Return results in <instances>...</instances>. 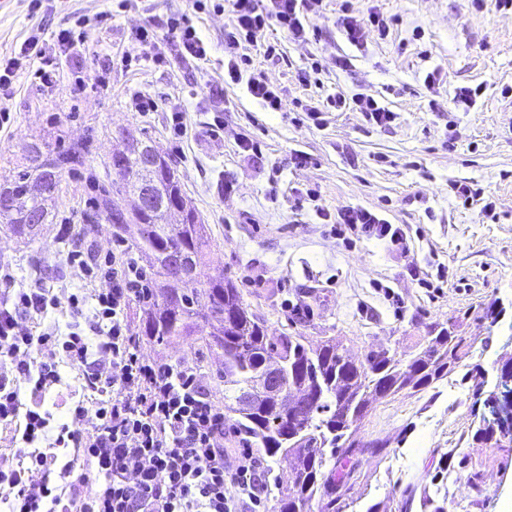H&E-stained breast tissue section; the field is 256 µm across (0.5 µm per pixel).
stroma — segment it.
I'll return each instance as SVG.
<instances>
[{
	"label": "stroma",
	"mask_w": 512,
	"mask_h": 512,
	"mask_svg": "<svg viewBox=\"0 0 512 512\" xmlns=\"http://www.w3.org/2000/svg\"><path fill=\"white\" fill-rule=\"evenodd\" d=\"M339 0H324L309 20L307 42L288 41L278 28L267 32L278 42L274 56L250 49L253 64L282 89L288 102L328 94L364 92L382 99L398 118L390 126L369 127L348 110L326 114V124L301 122L297 110L267 112L244 85L224 89V108L216 110L211 83L224 75V27L227 13L198 14L194 24L209 46L199 67L183 64L174 47L166 58L149 59L134 39L140 26L187 11V0H0V56L18 49L32 34L74 26L85 18L83 38L74 50L54 60V81L35 78L31 68L15 72L0 87V110L10 121L0 129V180L11 178L32 142L57 146L93 139L91 165L105 174L118 148V129H142L166 153L189 198L216 242L203 278L228 276L251 309L263 316L271 335L333 337L356 357L381 346L409 351L435 323L455 322L471 343L464 368L412 397L375 404L360 435L388 439L382 455L360 456L343 488L341 512H502L512 498V444H474L483 425L472 389L495 378L512 360V13L487 0L482 10L467 0H353L355 10L377 8L395 17L386 39L365 51L350 46L337 27ZM105 23H98L100 15ZM425 37L411 39L415 27ZM350 69L336 68L338 55ZM321 60L320 87L306 85L311 58ZM447 73L446 83L427 90V71ZM103 83L80 86L84 71ZM482 85L473 108H455V88ZM155 100L151 112L136 111L133 93ZM182 111L187 133L173 139L170 118ZM255 148L243 150L239 137ZM309 162L296 167L295 151ZM452 180H474L494 197L496 217L459 208L448 196ZM316 189L309 198L308 189ZM83 183L63 174L52 223L20 240L0 224V262L18 281L41 273L62 299L44 323L66 329L71 320L64 301L88 285L78 269L66 266L69 250L93 241L112 247L115 227L83 222ZM352 205L381 209L400 227L410 250L389 241L360 238L352 246L330 235L320 212ZM75 233L59 240L60 225ZM444 278L435 293L418 277ZM308 316L291 313L292 305ZM496 306L495 323L477 324L483 308ZM141 351L157 362L184 361L197 367L216 396L224 384L217 373L220 354L187 336L159 343L142 338ZM62 382L45 397L49 432L70 421L77 373L59 368Z\"/></svg>",
	"instance_id": "35a3bbf8"
}]
</instances>
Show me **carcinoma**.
<instances>
[{
	"mask_svg": "<svg viewBox=\"0 0 512 512\" xmlns=\"http://www.w3.org/2000/svg\"><path fill=\"white\" fill-rule=\"evenodd\" d=\"M41 148L47 164L28 158L0 187L12 201L0 207V224L19 238L32 235L30 214L52 216L62 170L84 167L90 153L83 141L57 152L48 143ZM120 160L115 179H94V196L83 216L123 231L153 271L154 299L142 319L143 332L168 341L192 336L205 325L206 349L224 355L220 378L224 408L234 416V438L292 463L291 485L281 492L278 512H312L316 499L325 501L320 512H336L346 478L336 476L342 463L388 445L383 439L365 444L356 439L371 404L424 391L466 366L467 338L435 326L413 352L382 348L356 361L332 339L313 346L299 336L270 335L232 279L201 280L213 241L170 162L162 160L147 181L140 152L127 150ZM143 190L154 198L151 207L128 212L121 200ZM273 364L280 365L282 384L295 393V407L286 409L266 398L240 406V392L256 389L257 375Z\"/></svg>",
	"mask_w": 512,
	"mask_h": 512,
	"instance_id": "cac0c4a2",
	"label": "carcinoma"
}]
</instances>
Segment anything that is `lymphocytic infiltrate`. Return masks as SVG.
Instances as JSON below:
<instances>
[{
  "label": "lymphocytic infiltrate",
  "instance_id": "lymphocytic-infiltrate-1",
  "mask_svg": "<svg viewBox=\"0 0 512 512\" xmlns=\"http://www.w3.org/2000/svg\"><path fill=\"white\" fill-rule=\"evenodd\" d=\"M323 0H218L217 10L230 12L224 28L228 60L224 75L232 83H245L247 93L268 112H283L287 102L263 72H243L249 58L246 47L275 53L267 41L270 27L289 40L306 41L311 12ZM338 25L344 39L357 50L369 41L385 39L391 19L377 9L360 13L352 0H341ZM135 39L151 59L163 61V47L174 46L182 62L197 66L208 55L188 14L168 18L162 25L136 29ZM75 29L63 28L52 45L28 36L18 53L0 58V71L12 74L21 63L52 56L77 43ZM360 112L372 127H385L397 115L373 95L348 98L329 95L306 104L314 126L325 123L329 112ZM340 240L361 234L401 244V228L389 224L378 211L344 206L324 214ZM66 262L89 281H101L91 295L70 294L73 320L65 334H33L22 319L43 316L57 298L42 280L17 286L10 266L0 264V424L12 427L26 450L24 465L0 469V486H8L7 512H240L248 504L253 512L268 493V467L251 449H240L235 467L224 465V440L232 432L224 409L213 398L194 366L159 363L143 357L140 338L129 313L132 307L149 308L153 302L151 279L132 258L125 240L99 253L94 246L68 252ZM78 373L82 397L72 403L71 420L59 426L53 445L70 449L67 459L46 454L36 444L45 440L47 415L42 402L60 385V364ZM29 399H22V387ZM64 478L62 487L51 484L52 473Z\"/></svg>",
  "mask_w": 512,
  "mask_h": 512
}]
</instances>
